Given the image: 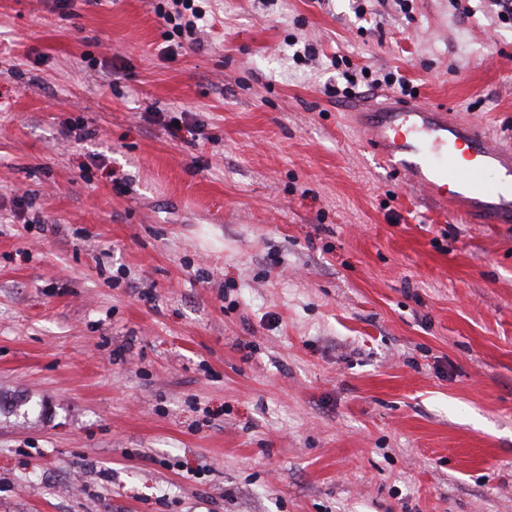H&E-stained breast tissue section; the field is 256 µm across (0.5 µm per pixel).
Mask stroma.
<instances>
[{"label": "stroma", "mask_w": 512, "mask_h": 512, "mask_svg": "<svg viewBox=\"0 0 512 512\" xmlns=\"http://www.w3.org/2000/svg\"><path fill=\"white\" fill-rule=\"evenodd\" d=\"M162 2L0 0V399L43 408L0 410V512H512V224L374 160L348 107L398 86L336 93L512 148V25Z\"/></svg>", "instance_id": "35a3bbf8"}]
</instances>
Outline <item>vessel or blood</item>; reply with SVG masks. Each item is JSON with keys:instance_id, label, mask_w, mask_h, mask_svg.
<instances>
[{"instance_id": "vessel-or-blood-1", "label": "vessel or blood", "mask_w": 512, "mask_h": 512, "mask_svg": "<svg viewBox=\"0 0 512 512\" xmlns=\"http://www.w3.org/2000/svg\"><path fill=\"white\" fill-rule=\"evenodd\" d=\"M366 143L386 168L463 224H512V151L445 109L388 98L364 111Z\"/></svg>"}]
</instances>
